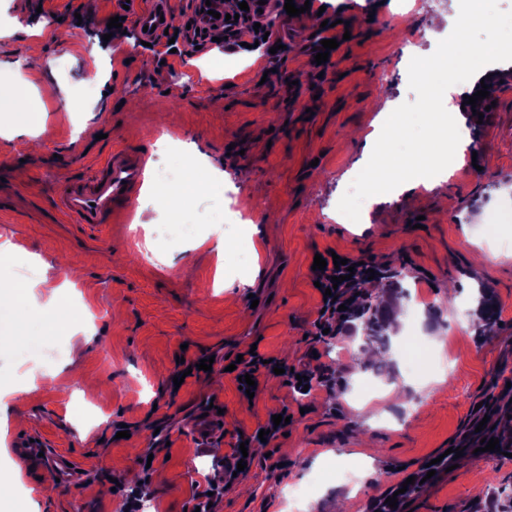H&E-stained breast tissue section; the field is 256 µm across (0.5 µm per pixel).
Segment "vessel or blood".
<instances>
[{"label": "vessel or blood", "mask_w": 512, "mask_h": 512, "mask_svg": "<svg viewBox=\"0 0 512 512\" xmlns=\"http://www.w3.org/2000/svg\"><path fill=\"white\" fill-rule=\"evenodd\" d=\"M170 0H130L125 15L138 29L140 40L156 43L164 35L165 16L169 14ZM147 176V158L126 149L113 150L100 162L91 175L74 179L55 191V206L75 223L98 227L128 215L136 190ZM224 418L217 411H208L205 417L195 418L190 435L199 448H206L211 436L223 432ZM19 454L39 459L45 467L55 471L64 481L78 480L79 468L67 456L48 450L42 437H22Z\"/></svg>", "instance_id": "b4317fda"}]
</instances>
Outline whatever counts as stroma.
I'll use <instances>...</instances> for the list:
<instances>
[{"label":"stroma","instance_id":"1","mask_svg":"<svg viewBox=\"0 0 512 512\" xmlns=\"http://www.w3.org/2000/svg\"><path fill=\"white\" fill-rule=\"evenodd\" d=\"M114 9V0H0V22L10 26L0 69L22 72L0 93V241L14 245L0 252V287L51 288L56 266L69 264L80 276L62 297L82 312L64 322L25 303L0 352V378L17 389L0 412V476L18 480L0 512H122L110 479L139 486V458L159 443L166 449L156 455L149 506L187 512L196 485L223 472L239 434L282 409L292 416L287 435L255 449L248 484L225 488L221 512H331L337 499L342 512H370L408 474L461 448L478 403L512 407V232L502 226L512 214V82L484 116H456L478 167L434 179L410 170L416 188L395 184L364 203L373 103L421 106L426 82L416 69L434 63L451 30L436 21L443 0H415L403 16L378 0H332L323 14L286 25L277 61L211 44L160 63L134 31L108 29ZM325 19L347 21L351 38L322 79L287 97L283 78L309 81L306 48ZM33 57L42 69H27ZM272 69L279 82L264 81ZM239 141L249 159L225 160V144ZM119 146L148 154L153 190H139L118 224L61 217L55 187ZM187 149L241 186L256 234L225 223L223 196L192 190L188 172H174ZM163 196L179 198L185 216L158 210ZM343 201L355 223L336 221ZM329 251L402 268L401 288L370 289L372 304L386 309L396 361L364 363L360 320L336 341L313 340L321 295L310 268ZM249 277L253 286L242 288ZM484 296L498 312L481 331L470 312ZM253 345L290 365L339 369L346 382L304 397L268 376L245 399L224 366ZM204 352L215 357L212 370L184 376L185 361ZM176 376L183 383L174 392ZM213 401L224 406V431L201 452L187 428ZM117 423L133 425L131 437L113 440ZM25 434L68 453L80 480L64 484L19 460ZM462 450L456 468L404 499L400 512H484L492 485H512V457ZM361 463L371 475L343 490L334 469ZM312 472L318 492L293 502L290 490Z\"/></svg>","mask_w":512,"mask_h":512}]
</instances>
